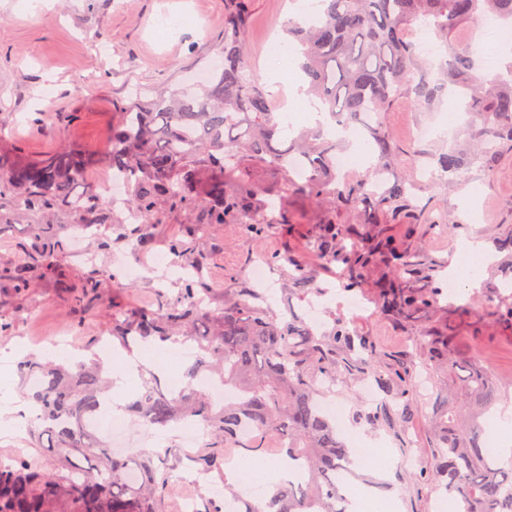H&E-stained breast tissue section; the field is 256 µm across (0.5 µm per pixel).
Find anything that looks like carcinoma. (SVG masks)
Returning a JSON list of instances; mask_svg holds the SVG:
<instances>
[{"mask_svg":"<svg viewBox=\"0 0 512 512\" xmlns=\"http://www.w3.org/2000/svg\"><path fill=\"white\" fill-rule=\"evenodd\" d=\"M493 14L512 28V0H320L316 19H288L286 33L298 43L308 93L322 104L329 121L350 126L363 116L368 138L378 152L367 173H336L338 141L322 128L302 132L283 146L278 107L265 85L247 74L245 0L224 13V65L196 89L168 95L133 94L118 106L111 148L96 155L72 144L44 158L24 161L0 149V198L11 190L16 210L49 215L66 209L73 223H106L101 204L76 193L88 171L105 166L124 179L126 207L139 217L132 235H148L160 215L178 209L186 216L182 235L169 253L197 273L157 309L112 307V342L127 352L151 340L191 341L199 350L185 369L178 394L162 389L155 374L127 401L124 410L157 429L197 418L210 429L214 446L195 453L199 470L224 479V495L237 500L239 512H346L343 475L352 458L336 426L318 404L316 382L349 383L373 376L385 393L384 405L360 418L396 427L409 418V391L400 375L386 373L373 346L358 331L337 321L319 332L297 316L277 313L258 288H242L224 311L210 315L213 288L204 269L203 241L215 224H239L254 238L274 228L291 236L298 220L280 198L290 192L311 204H339L351 220L315 224L308 236L316 260L339 270L347 290L379 273L378 312L410 323L441 313L439 324L417 340L428 358L457 373L452 398L439 395L440 453L425 481H443L445 489L470 503V512H512V471L487 453L482 418L499 400L487 369L460 359L456 336L463 318L480 333L492 324L512 334V291L496 296L494 307L479 313L448 303L438 281V264L421 248H410L390 234L387 224H434L429 209L415 205L418 185L405 176L389 178L397 147L385 116L401 99L430 108L456 90L472 116L469 140L438 156L437 168L452 183L478 163L487 171L512 155V79L488 82L469 47L448 41L463 23ZM427 22L437 38V60L430 63L415 41V26ZM281 174L268 187L256 172ZM32 246L14 271L21 288L33 276L58 271L66 228L31 224ZM286 263L292 284L302 294H321L308 262L290 254L272 258ZM99 280L74 287V301L98 300ZM29 406L37 411L28 435L36 448H51L52 468L18 459L0 464V512H166L172 487L164 472L180 464L176 450L159 461L152 454L118 456L88 427L112 393V373L103 358L71 364L31 354L21 362ZM234 386L239 394L222 405L197 388L200 372ZM250 423L256 435L240 437ZM250 448L258 464L287 454L302 466L301 477L284 482L256 505L236 491L228 476L229 451ZM141 479H127L130 467Z\"/></svg>","mask_w":512,"mask_h":512,"instance_id":"cac0c4a2","label":"carcinoma"}]
</instances>
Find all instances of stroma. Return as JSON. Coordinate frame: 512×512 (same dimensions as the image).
Listing matches in <instances>:
<instances>
[{
  "instance_id": "35a3bbf8",
  "label": "stroma",
  "mask_w": 512,
  "mask_h": 512,
  "mask_svg": "<svg viewBox=\"0 0 512 512\" xmlns=\"http://www.w3.org/2000/svg\"><path fill=\"white\" fill-rule=\"evenodd\" d=\"M227 0H0V148L32 159L51 154L68 144H78L95 154L106 153L117 120L115 107L132 87L150 91L182 87L195 81L199 71L220 55L224 45V8ZM296 11L291 0H249L246 34L248 72L262 83L278 75L281 85L302 82L297 55L278 66L267 58L269 44L286 45L282 27ZM490 28L479 20L466 24L458 40L471 45L480 59L485 78H492L506 59L500 48L491 47ZM107 43L109 54L98 51ZM448 103L422 111L399 102L386 116L399 149L394 170L421 185L420 204L430 206L441 222L428 228L396 224L392 231L405 244L424 247L442 266H466L456 244L470 234L486 241L512 232V156L503 159L492 173L471 167L455 187L428 180L430 157L448 149L450 126L464 128L468 116L459 113L456 124L448 122ZM435 127L427 140L417 139V126ZM0 210L12 212L14 223L0 236V408L24 407L20 377L13 355L16 348L37 350L45 337L67 333L75 346L108 336L110 303L160 307L175 294L177 279H163L152 267L156 253L167 252L169 241L181 234L184 214L166 212L152 225L148 241L105 224L88 230L85 239H69L61 257L64 281L33 279L29 288L15 290L5 275L23 260L22 245L30 243L29 216L13 212L11 201ZM209 265L206 278L214 288L212 313L224 309L237 289L250 287L247 269L254 258L278 252L308 253L306 235L288 239L278 232L263 238L247 237L236 224L215 225L207 238ZM124 254L134 265L144 266L136 280L115 276L112 261ZM98 268L101 302L75 306L70 288L91 268ZM359 307L347 309L341 299H321V322L331 327L342 321L372 341L383 362L407 368L413 392V416L404 430L360 422L358 411L377 408L367 400L365 378L340 384L334 397L341 408L336 430L344 443L360 440L386 457V470L377 477L353 465L351 486L375 500H397L398 512H455V498L444 488L417 479L420 468L430 467L436 455L434 415L428 403L430 388L452 385L455 374L432 370L414 344L415 337L431 330L421 319L403 325L377 311L372 287L354 290ZM464 356L479 360L491 370L499 388L496 415L512 410V335L493 326L480 335L461 332L457 338Z\"/></svg>"
}]
</instances>
